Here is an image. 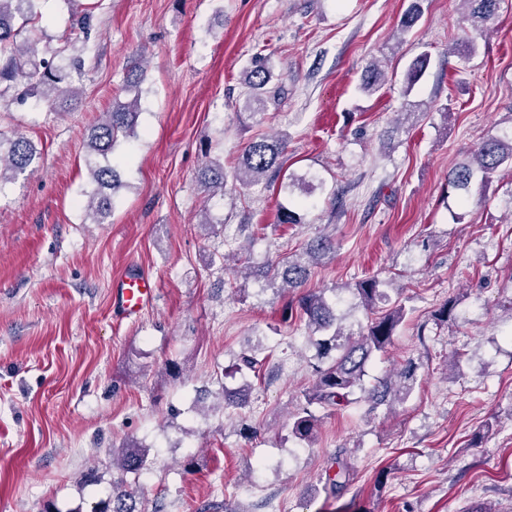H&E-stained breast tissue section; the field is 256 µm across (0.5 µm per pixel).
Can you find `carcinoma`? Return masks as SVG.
Instances as JSON below:
<instances>
[{
	"label": "carcinoma",
	"instance_id": "obj_1",
	"mask_svg": "<svg viewBox=\"0 0 512 512\" xmlns=\"http://www.w3.org/2000/svg\"><path fill=\"white\" fill-rule=\"evenodd\" d=\"M471 5V21L484 25L497 14L499 0H462ZM39 19L36 0H0V97L6 96L18 85H25L23 96L33 97L38 102L55 110L74 92L72 79L82 76L83 59L75 43L87 44L92 33V15L89 12L73 15V27L81 36L66 39L62 46L51 52L50 57L40 52L30 39V34ZM430 62L426 53L416 56L404 74V93H410L420 81ZM274 77L270 58L258 55L252 66L242 75L247 88L245 109L250 116L261 115L267 85ZM381 88V74L377 65L366 67L360 89L372 95ZM140 95L129 102H114L112 111L91 129L88 139V156L108 158L121 138L135 136L136 117ZM287 148L282 138H255L243 147L241 161L235 179L244 185L259 184L270 172L282 168L281 158ZM37 157L32 142L23 135L0 138V194L17 175L25 172ZM512 168V133L490 136L480 142L473 152V159L456 165L448 174V186L467 198L471 186H485L493 174L502 166ZM91 182L95 189L90 192L87 211L95 223L102 224L114 208L116 189L121 186L116 167L99 162L89 166ZM204 190L211 194L224 192V163L212 161L205 165L199 175ZM333 245L320 238L311 242L301 258H288L282 264H269L261 276L271 282L279 280L288 289L306 285L311 269L318 260L330 253ZM385 282L377 277H367L348 287L358 300V305L371 311L373 318L354 333L346 329L344 316L336 314L337 302L329 301L324 292L301 294L288 310L305 321L308 338L318 348V363L313 366V383L304 393V402L290 414L291 435L306 447H313L319 425L316 409H342L354 403V395L369 404L370 410L381 405L388 407L406 401L416 384V367L408 362L388 374L379 377L371 386H366L364 377L372 356L384 352L392 345L394 336L407 315L405 300L401 293L390 295ZM385 302L388 308L377 310V304ZM150 449L136 442L123 446L113 462L125 474L140 475L149 466ZM345 451L336 453L334 463L338 471L326 476L324 489L327 494L340 496L353 475L352 467L344 459ZM91 512H139L136 494L126 489L124 481L113 483L106 498L97 502Z\"/></svg>",
	"mask_w": 512,
	"mask_h": 512
}]
</instances>
